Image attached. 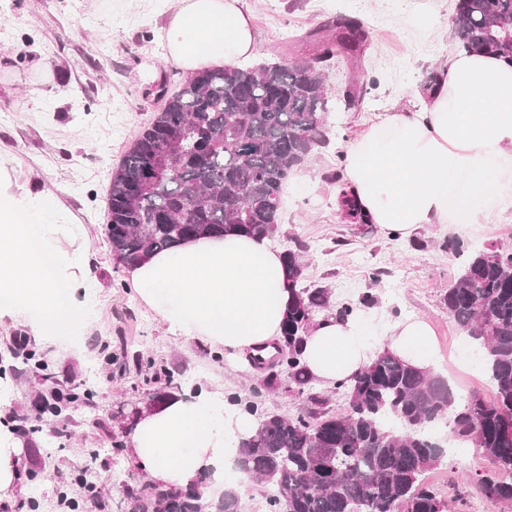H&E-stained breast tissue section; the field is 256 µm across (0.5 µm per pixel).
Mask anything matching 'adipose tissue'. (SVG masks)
<instances>
[{
    "label": "adipose tissue",
    "instance_id": "ef3b65f1",
    "mask_svg": "<svg viewBox=\"0 0 512 512\" xmlns=\"http://www.w3.org/2000/svg\"><path fill=\"white\" fill-rule=\"evenodd\" d=\"M165 39L169 57L188 72L221 68L254 51L242 0H178ZM346 180L372 223L389 233L478 223L496 204L492 185L512 186V62L484 53L450 56L418 111L384 113L348 147ZM85 240L57 194L16 190L0 164V294L38 327L47 347L84 322L79 304L60 306L57 286L84 289L95 281ZM128 279L168 332L228 356L277 338L290 299L282 255L259 236L185 241L129 267ZM432 334L425 320L410 318L394 326L389 347L426 369L434 364ZM373 355L358 316H331L308 334L303 359L310 375L331 387ZM255 429L223 393L202 389L143 413L125 451L155 482L201 485L216 503L226 488L249 485L237 447ZM22 454L21 439L0 423V503L16 499Z\"/></svg>",
    "mask_w": 512,
    "mask_h": 512
}]
</instances>
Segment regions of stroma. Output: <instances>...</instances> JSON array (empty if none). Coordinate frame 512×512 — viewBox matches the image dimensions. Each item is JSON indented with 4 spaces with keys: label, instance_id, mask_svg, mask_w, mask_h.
I'll return each instance as SVG.
<instances>
[{
    "label": "stroma",
    "instance_id": "obj_1",
    "mask_svg": "<svg viewBox=\"0 0 512 512\" xmlns=\"http://www.w3.org/2000/svg\"><path fill=\"white\" fill-rule=\"evenodd\" d=\"M253 16V61L288 62L311 56L305 36L328 18L345 14L362 21L368 40L359 65L335 56L326 72L331 85L327 143L289 180L281 199L280 250L303 245L304 283L331 288L339 301L372 293L363 308L367 340L387 344L390 329L409 317L425 319L434 332L436 368L447 375L458 398L472 392L492 396L484 351L449 318L443 302L465 251L493 243L512 247V196H499L480 224H424L392 236L375 224H349L337 204L336 175L344 174L346 147L362 137L375 116L417 110L430 77L438 76L456 52L450 18L454 0H244ZM174 0H0V154L17 176L38 172L83 224L96 257L94 287L79 291L87 317L84 335L58 343L49 370L63 388H92L89 404L74 407L67 423H37L22 434L24 493L0 512H59L71 479L89 469L102 501L119 499L123 483L145 480L105 456L121 429L113 421L120 405L137 401L135 371L124 370L132 355L165 364L182 387L223 388L225 396L257 400L267 410L293 412L305 397L285 391L286 373L257 367L250 356L225 358L199 341L167 332L160 317L140 304L125 267L112 257L104 236L111 174L159 106L150 85L167 76L177 89L184 71L167 57L165 29ZM363 85L362 104L347 109L349 82ZM378 281H371V273ZM0 301V421L29 410L43 384L32 366L13 356L16 336L31 348L42 341ZM280 384L253 398L251 388L269 376ZM477 448L454 450L426 480L451 497L450 473L487 470Z\"/></svg>",
    "mask_w": 512,
    "mask_h": 512
}]
</instances>
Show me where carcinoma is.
Segmentation results:
<instances>
[{
    "label": "carcinoma",
    "mask_w": 512,
    "mask_h": 512,
    "mask_svg": "<svg viewBox=\"0 0 512 512\" xmlns=\"http://www.w3.org/2000/svg\"><path fill=\"white\" fill-rule=\"evenodd\" d=\"M457 48L512 59V0H457L451 17ZM338 36L318 40L302 62L264 60L249 66L197 72L170 92L163 77L152 122L112 172L104 234L116 263L130 267L180 242L230 232L273 236L281 226L280 199L288 179L326 144L330 89L328 62L336 49L360 59L364 25L338 17L326 24ZM354 224L368 223L352 194L338 199ZM292 300L277 342L275 365L307 393L308 406L276 412L251 405L257 430L242 442L238 464L266 488L270 512H449L448 500L424 480L447 450L434 446L427 427L448 426V439L470 442L490 464L460 485L456 512L478 494L512 506V249L492 245L465 255L448 287V316L485 350L492 397L474 392L457 404L448 378L415 367L385 347L357 373L336 384L347 397L342 414L327 409L303 363L304 338L318 312H356L331 302L326 288L303 286L301 251L284 253ZM146 402L119 411L115 422L134 428L144 409L169 392L151 385L169 377L154 360L133 359ZM91 393L50 387L39 394L37 419L65 418ZM129 512H208L198 488H162L149 481L122 489ZM216 512H242L231 489Z\"/></svg>",
    "instance_id": "carcinoma-1"
}]
</instances>
